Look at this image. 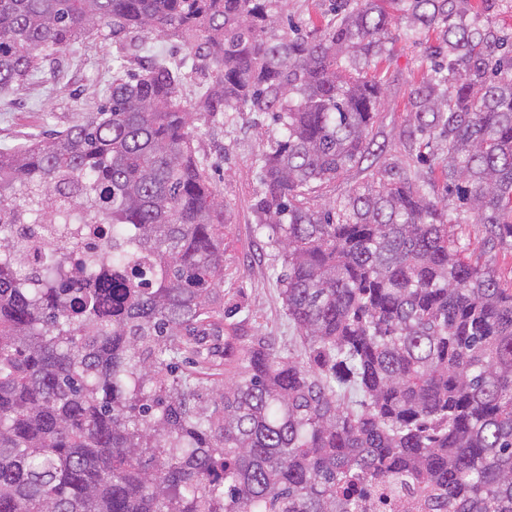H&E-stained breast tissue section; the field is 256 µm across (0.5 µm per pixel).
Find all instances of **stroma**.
Masks as SVG:
<instances>
[{"label":"stroma","mask_w":512,"mask_h":512,"mask_svg":"<svg viewBox=\"0 0 512 512\" xmlns=\"http://www.w3.org/2000/svg\"><path fill=\"white\" fill-rule=\"evenodd\" d=\"M459 7L467 20L491 27L505 40L507 50H512V0H461ZM394 34L373 69L386 88L370 134L374 153L323 186L310 198L311 208H325L343 199L386 167L406 172L412 179L430 176L435 196L444 195L441 174L429 173L417 163L419 145L404 135L413 121L412 91L436 62L431 50L437 35L429 33L414 43L407 40L401 25ZM157 54L177 63L188 50L177 40L153 35L144 42L133 33L120 40L94 39L82 49L57 51L43 60L37 83L0 93V148L23 145L67 127L81 113L96 109L113 77L119 76L124 59L135 58L137 65L143 66ZM276 134L269 115L235 112L219 124L197 122L194 147L208 163L224 200V284L217 299L231 311L241 345L266 336L284 354L297 357L304 353L303 340L288 318L276 282L282 250L267 237L255 234L251 209L261 190L255 160L268 150ZM452 232L466 246L472 261L491 267L503 282H512V244L487 248L476 224H459Z\"/></svg>","instance_id":"obj_1"}]
</instances>
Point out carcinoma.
Returning <instances> with one entry per match:
<instances>
[{
	"mask_svg": "<svg viewBox=\"0 0 512 512\" xmlns=\"http://www.w3.org/2000/svg\"><path fill=\"white\" fill-rule=\"evenodd\" d=\"M284 0H0V91L93 33L174 38L211 73L185 103L159 56L63 129L0 150V225L106 224L112 255L80 277L52 246L36 286L0 228V512H363L374 483L443 512H512V287L451 239L512 238V57L457 0H330L318 31L280 29ZM440 32L413 90L412 140L446 144L431 184L384 169L340 204L308 196L370 154L382 55ZM270 112L255 231L284 251L281 295L305 358L263 337L220 403L193 375L226 355L224 201L198 120Z\"/></svg>",
	"mask_w": 512,
	"mask_h": 512,
	"instance_id": "carcinoma-1",
	"label": "carcinoma"
}]
</instances>
